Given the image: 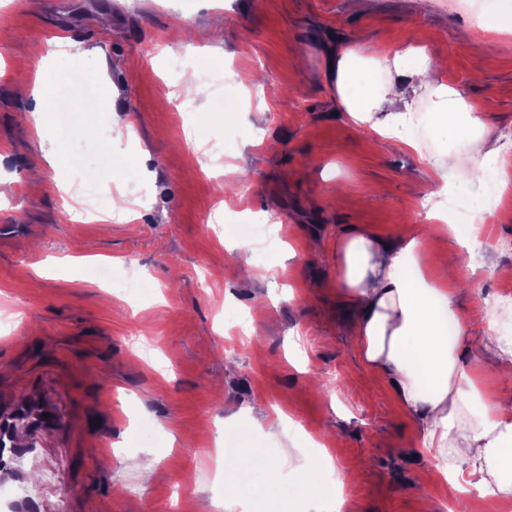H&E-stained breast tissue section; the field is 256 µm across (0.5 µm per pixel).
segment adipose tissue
Here are the masks:
<instances>
[{
    "label": "adipose tissue",
    "mask_w": 512,
    "mask_h": 512,
    "mask_svg": "<svg viewBox=\"0 0 512 512\" xmlns=\"http://www.w3.org/2000/svg\"><path fill=\"white\" fill-rule=\"evenodd\" d=\"M336 94L346 118L372 137L414 152L421 145L406 131L427 121L434 137L484 139L487 158L498 153L480 113L460 92L431 79L435 67L420 49L364 56L349 46L336 56ZM443 185L482 171L473 155L448 150L431 162ZM434 224L388 245L364 231L336 237V289L355 310L352 332L364 365L387 377L401 411L415 424L423 451L436 458L432 482L460 494L494 493L512 503V390L483 391L465 360V338L479 321L459 305L457 291L432 283L420 264L445 238L448 212L436 209ZM310 464L288 467L287 452L261 465L252 448L226 450L225 512H238L239 486L257 487L259 512H272L286 488L319 500L331 487L352 483L325 449L310 446Z\"/></svg>",
    "instance_id": "obj_1"
}]
</instances>
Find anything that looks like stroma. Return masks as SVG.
Returning a JSON list of instances; mask_svg holds the SVG:
<instances>
[{
	"label": "stroma",
	"mask_w": 512,
	"mask_h": 512,
	"mask_svg": "<svg viewBox=\"0 0 512 512\" xmlns=\"http://www.w3.org/2000/svg\"><path fill=\"white\" fill-rule=\"evenodd\" d=\"M470 0H0V412L38 397L64 420L19 433L41 512H169L173 501L224 498L225 419L262 454L321 441L355 485L320 512H448L432 456L389 381L364 367L337 295L336 235L365 230L388 243L416 235L431 192L421 152H393L340 115L335 49L370 55L409 43L449 57L438 76L480 112L495 139L512 132V35H473ZM61 45L54 55L52 39ZM66 91V130L45 135L18 116L40 76ZM267 105L263 124L252 122ZM123 109L130 134L113 143ZM62 153L56 181L47 146ZM112 150L113 166L100 155ZM251 176L248 195L233 191ZM496 210H488L490 198ZM455 223L484 239L473 255L448 238L432 264L475 313L493 311L512 349V191L467 181L448 191ZM73 207L74 220L64 217ZM136 211V221L108 216ZM277 222L248 244L240 278L228 225ZM292 251L286 264L280 252ZM504 277L494 281L490 271ZM249 320L256 334L241 335ZM280 420L268 438L255 423ZM155 460L150 482L144 456Z\"/></svg>",
	"instance_id": "35a3bbf8"
}]
</instances>
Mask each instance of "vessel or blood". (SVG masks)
Masks as SVG:
<instances>
[{"label": "vessel or blood", "instance_id": "b4317fda", "mask_svg": "<svg viewBox=\"0 0 512 512\" xmlns=\"http://www.w3.org/2000/svg\"><path fill=\"white\" fill-rule=\"evenodd\" d=\"M43 427L57 425L55 415L27 399L17 401L9 415L0 416V512H26L31 503L28 489L20 478L23 450L15 441L17 422Z\"/></svg>", "mask_w": 512, "mask_h": 512}]
</instances>
